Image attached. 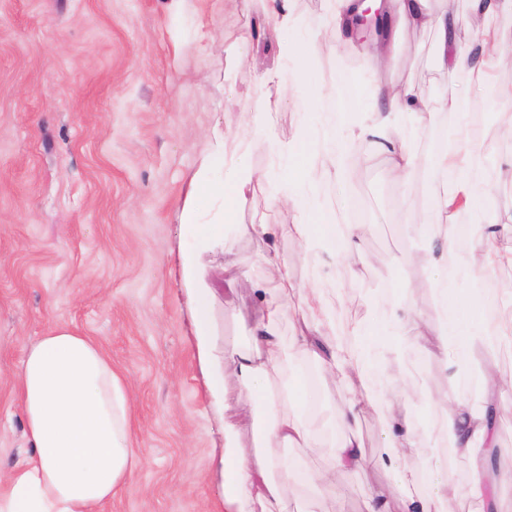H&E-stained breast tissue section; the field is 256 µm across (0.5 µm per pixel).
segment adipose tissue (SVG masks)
Returning <instances> with one entry per match:
<instances>
[{
    "label": "adipose tissue",
    "instance_id": "ef3b65f1",
    "mask_svg": "<svg viewBox=\"0 0 512 512\" xmlns=\"http://www.w3.org/2000/svg\"><path fill=\"white\" fill-rule=\"evenodd\" d=\"M363 9L361 0H335L327 15L285 29L289 48L303 59L298 83L310 94L315 111H323L326 105L321 94L324 77L314 64L317 50L327 41H339L349 34L351 16ZM385 10L387 37L364 50L365 64L372 70L384 67L399 35L424 30L436 34L441 70L470 69L472 92L483 90L487 69L507 62L494 21L501 14L512 13V0H471L472 20L483 28L477 48L461 43L456 17L446 10H432L429 0H388ZM372 97L378 110L327 119L298 140L285 156L275 197L277 203L300 214L292 229L307 244L313 268L301 313L303 326L294 338V347L314 358L317 378L355 382L361 391L342 413L345 432L332 441L318 471L302 469L299 460L281 455L282 447L311 444L315 433L307 419L313 401L307 381L281 392L274 387L283 364L279 327L289 314L288 266L279 256H270L278 283L255 287L260 316L250 345L226 352L224 368L209 370L213 398L223 396L226 375H234L243 402L262 409L266 416L265 453L257 463L238 456L232 446L224 448L221 466L228 512H242L250 504L258 505L260 512H301L282 492L288 481L312 485L313 506L321 512L330 484L344 482L353 474L366 477L378 468L388 473L392 491L387 494L368 487L364 512H409L415 476L400 451L419 448L414 438L415 417L407 407L406 389H376L373 374L406 341L435 345L449 364L468 356L492 333L500 346L512 349V323L491 328L481 313L480 293L467 288L476 273L512 268V225L498 223L487 189L472 178L479 155L468 142L434 151L430 157L434 175L447 185L433 199V223L414 227L423 256L438 270L444 284L439 293L449 313L444 336L435 337L425 314L395 303L383 291L372 299V321L355 323L351 329L355 348L318 345L316 335L329 314L319 274L321 257L329 255L338 263L352 261L368 227L337 225L335 210L317 199L314 162L320 159L343 170L354 141L366 137L379 153L389 157L395 177L405 180L416 164L409 142L433 107L405 86L381 83L375 85ZM262 179L251 167L247 151L234 141L219 143L201 162L190 180L180 224L182 238L190 243L182 254L185 279L198 277L199 250L224 244V227L235 221L236 201ZM462 210L470 217L473 244L452 258L448 249L456 240V216ZM503 237L508 238V246L494 249V242ZM481 377L483 387L477 398L455 399L445 417L454 452L472 462L469 482L460 493L449 494L447 483L440 478L439 461L428 459L433 488L423 512H458L463 502L472 512H512L504 497L512 490V465L492 470L485 458L486 449L496 446L500 432L512 429V381L501 379L490 368L483 369ZM18 387L25 434L33 452L0 483V512H96L141 463L132 446L130 398L123 379L92 340L50 318L41 336L24 352ZM368 408L380 411L384 418V452L374 460L368 457L357 431Z\"/></svg>",
    "mask_w": 512,
    "mask_h": 512
}]
</instances>
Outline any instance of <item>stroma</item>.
I'll return each mask as SVG.
<instances>
[{
	"label": "stroma",
	"instance_id": "35a3bbf8",
	"mask_svg": "<svg viewBox=\"0 0 512 512\" xmlns=\"http://www.w3.org/2000/svg\"><path fill=\"white\" fill-rule=\"evenodd\" d=\"M272 10L271 0H0V477L31 452L14 372L49 318L94 340L130 393L145 464L104 512H225V432L239 456L261 453L262 410L241 403L232 378L224 403H214L207 368L223 367L226 351L250 341L259 316L252 285L270 279V254L288 263L293 315L302 307L309 262L291 229L296 214L276 204L273 183L256 184L237 202L236 223L224 228L230 249L201 255L215 330L205 362L196 350L193 291L182 279L179 224L191 177L219 139L242 140L252 167L271 172L314 119L294 81L297 54L281 42ZM436 53L433 34L418 31L401 36L378 75L349 39L323 46L317 64L332 84L342 62L357 61L354 107L367 112L380 81L412 86L432 104L465 94L473 74L439 72ZM257 102L270 114L266 138L245 127ZM478 105L489 121L477 144L492 161L483 180L500 223H512V138L502 132L497 100ZM453 122L441 110L424 115L410 144L421 161L400 184L370 139L354 143L359 175L346 188L362 203L369 230L358 277L323 264L331 316L322 333L337 343L347 344L378 289L434 313L438 272L415 261L421 245L411 227L433 218L428 199L438 186L427 159L434 133ZM260 222L279 225L278 234L246 232ZM461 374L416 344L383 372L386 385L406 383L416 438L447 460L448 481L459 490L471 463L448 454L441 403L460 394ZM323 387L316 442L289 450L313 469L355 395L335 379Z\"/></svg>",
	"mask_w": 512,
	"mask_h": 512
}]
</instances>
